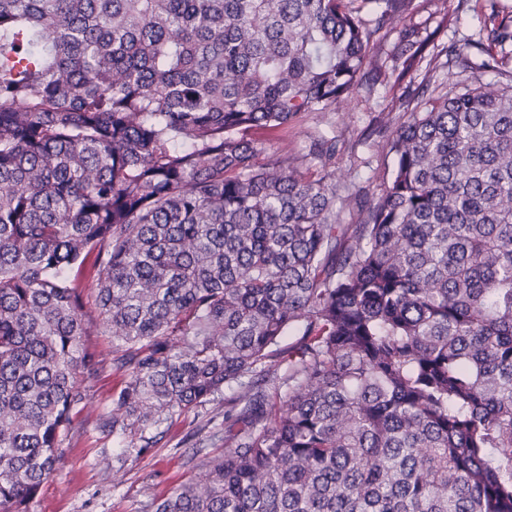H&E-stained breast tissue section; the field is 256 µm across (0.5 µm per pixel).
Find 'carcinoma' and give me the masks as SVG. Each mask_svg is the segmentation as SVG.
Here are the masks:
<instances>
[{"label":"carcinoma","instance_id":"carcinoma-1","mask_svg":"<svg viewBox=\"0 0 512 512\" xmlns=\"http://www.w3.org/2000/svg\"><path fill=\"white\" fill-rule=\"evenodd\" d=\"M413 2L0 0V512L59 470L95 332L116 438L224 392L222 450L146 512H512L509 62L432 90L470 44L402 31L395 81L426 70L364 203L336 139L252 138L377 82Z\"/></svg>","mask_w":512,"mask_h":512}]
</instances>
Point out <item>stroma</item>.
Returning <instances> with one entry per match:
<instances>
[{
    "label": "stroma",
    "mask_w": 512,
    "mask_h": 512,
    "mask_svg": "<svg viewBox=\"0 0 512 512\" xmlns=\"http://www.w3.org/2000/svg\"><path fill=\"white\" fill-rule=\"evenodd\" d=\"M415 8L405 18L377 33L381 58H388L402 30L413 28L420 36L434 35L438 45L470 42L474 63L488 56H512V43L484 52L482 30L483 0H414ZM447 27H440V20ZM402 93L400 86L378 80L373 89H360L341 101L334 112L302 118L288 131L259 134L260 142L275 143L291 152L305 150L313 138L336 140L333 170L337 182H356L379 190L392 167L385 147L381 120ZM122 379L112 369L101 370L88 382L87 396L72 412L74 437L64 443V458L56 475L46 480L30 505V512H143L155 496H165L179 485L198 477L188 460L196 446L195 431L207 425L209 431L224 428V399L174 415L166 422L117 441L101 426V417L112 408V396ZM154 439L152 451L144 458L126 463V475L112 471V458L121 447L137 448Z\"/></svg>",
    "instance_id": "stroma-1"
}]
</instances>
